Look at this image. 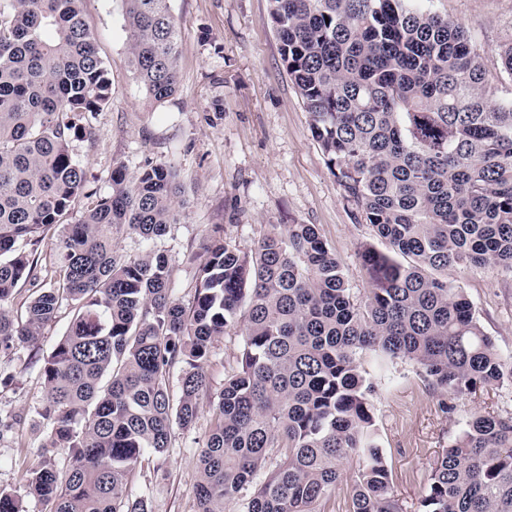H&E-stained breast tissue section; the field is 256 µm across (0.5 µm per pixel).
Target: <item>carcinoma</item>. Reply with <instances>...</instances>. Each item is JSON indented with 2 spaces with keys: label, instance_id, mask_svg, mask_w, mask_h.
<instances>
[{
  "label": "carcinoma",
  "instance_id": "obj_1",
  "mask_svg": "<svg viewBox=\"0 0 512 512\" xmlns=\"http://www.w3.org/2000/svg\"><path fill=\"white\" fill-rule=\"evenodd\" d=\"M135 80L162 103L178 82L169 0H123ZM281 59L314 140L356 217L389 245L361 248L367 295L349 288L313 224H273L250 250L215 228L191 305L167 255L119 254V235L178 222L176 172L113 169L79 220L85 173L71 139L112 99L82 0H0V352L72 316L41 366L45 449L0 512H152L129 476L163 457L208 392L216 338L242 325L238 367L211 402L197 512H318L355 463L352 512H403L360 354L420 367L453 400L512 382L448 268L512 269V100L491 104L480 53L459 23L410 0H269ZM57 236L55 264L39 248ZM26 320L9 306L26 283ZM180 374L173 399L170 378ZM420 512H512V415L475 410L437 458Z\"/></svg>",
  "mask_w": 512,
  "mask_h": 512
}]
</instances>
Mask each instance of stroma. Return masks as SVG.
Segmentation results:
<instances>
[{"instance_id": "obj_1", "label": "stroma", "mask_w": 512, "mask_h": 512, "mask_svg": "<svg viewBox=\"0 0 512 512\" xmlns=\"http://www.w3.org/2000/svg\"><path fill=\"white\" fill-rule=\"evenodd\" d=\"M417 7L461 23L473 37L486 73L490 102L512 99V77L500 51L512 44V0H415ZM181 31L179 87L165 102L153 103L136 82L128 51L122 0H83L84 18L112 81V100L88 115L89 130L71 149L86 173L84 196L73 205L81 216L91 197L111 190L112 170L134 175L166 162L178 174L179 221L148 242L123 235L120 252L134 258L156 248L172 269L177 297L189 302L197 278V257L213 227L227 242L247 250L271 225H316L335 249L351 288L363 292L368 276L358 251L387 245L371 226L358 221L342 187L328 169L310 130V117L282 65L269 0H170ZM448 279L471 300L483 331L498 352L512 356V271L497 267L449 270ZM71 313L62 307L37 343L0 354V370L14 381L0 386V410L22 420L0 437V487L22 485L28 467L41 456L38 411L44 397L40 366L63 336ZM243 344L242 326L227 328L213 344L210 389L201 399L195 425L174 429L164 461L138 466L130 491L147 493L152 512H194L198 455L206 441L210 398L235 370ZM361 366L378 386L373 415L404 512H417L432 464L459 433L465 416L482 408L512 415V383L457 399L443 413L441 397L410 362L384 369L373 354Z\"/></svg>"}]
</instances>
